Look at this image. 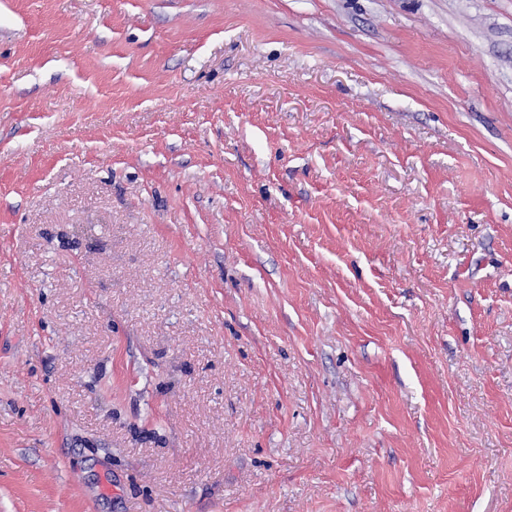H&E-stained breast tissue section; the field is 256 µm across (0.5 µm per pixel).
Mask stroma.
Returning <instances> with one entry per match:
<instances>
[{
	"mask_svg": "<svg viewBox=\"0 0 512 512\" xmlns=\"http://www.w3.org/2000/svg\"><path fill=\"white\" fill-rule=\"evenodd\" d=\"M0 512H512V0H0Z\"/></svg>",
	"mask_w": 512,
	"mask_h": 512,
	"instance_id": "35a3bbf8",
	"label": "stroma"
}]
</instances>
